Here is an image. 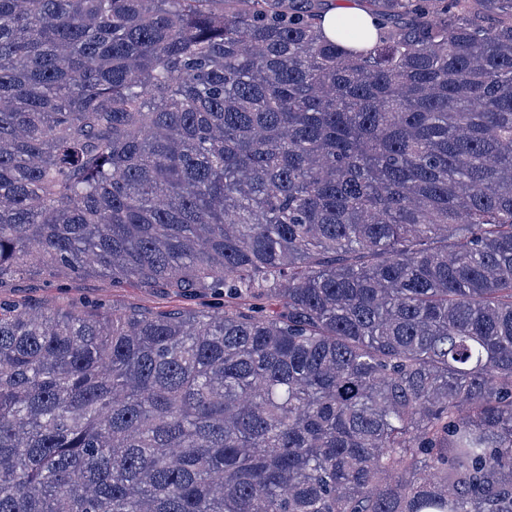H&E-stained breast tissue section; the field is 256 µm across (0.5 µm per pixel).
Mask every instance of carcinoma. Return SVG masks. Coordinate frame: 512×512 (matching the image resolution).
Wrapping results in <instances>:
<instances>
[{
  "label": "carcinoma",
  "instance_id": "cac0c4a2",
  "mask_svg": "<svg viewBox=\"0 0 512 512\" xmlns=\"http://www.w3.org/2000/svg\"><path fill=\"white\" fill-rule=\"evenodd\" d=\"M0 0V512H512V0ZM348 18L358 20L364 29L374 33L377 20L358 8L353 0H332L322 17V30L329 39H336L337 24ZM6 298L25 300L31 305L82 302L87 300L113 301L115 305H132L142 308H176L198 306L203 300L199 297H174L161 291L128 286L112 288L108 277L73 278L63 282L45 274L35 273L15 280L8 288H2Z\"/></svg>",
  "mask_w": 512,
  "mask_h": 512
}]
</instances>
